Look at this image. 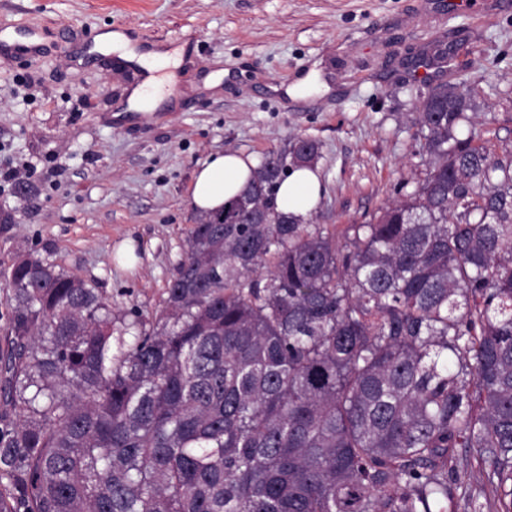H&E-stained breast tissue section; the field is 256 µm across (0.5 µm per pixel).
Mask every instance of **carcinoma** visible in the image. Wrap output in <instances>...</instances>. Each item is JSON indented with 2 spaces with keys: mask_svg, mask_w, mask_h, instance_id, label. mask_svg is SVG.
I'll return each instance as SVG.
<instances>
[{
  "mask_svg": "<svg viewBox=\"0 0 512 512\" xmlns=\"http://www.w3.org/2000/svg\"><path fill=\"white\" fill-rule=\"evenodd\" d=\"M476 95L428 92L424 176L342 246L277 207L318 144L269 154L128 324L18 257L0 512H512V145Z\"/></svg>",
  "mask_w": 512,
  "mask_h": 512,
  "instance_id": "cac0c4a2",
  "label": "carcinoma"
}]
</instances>
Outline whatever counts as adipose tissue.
<instances>
[{
    "instance_id": "adipose-tissue-1",
    "label": "adipose tissue",
    "mask_w": 512,
    "mask_h": 512,
    "mask_svg": "<svg viewBox=\"0 0 512 512\" xmlns=\"http://www.w3.org/2000/svg\"><path fill=\"white\" fill-rule=\"evenodd\" d=\"M255 162L241 152H220L199 163L193 179L191 201L194 208L208 213L221 210L250 182ZM322 184L316 170L299 167L290 171L277 193L279 210L307 219L316 207Z\"/></svg>"
}]
</instances>
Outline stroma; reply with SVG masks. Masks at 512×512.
Returning <instances> with one entry per match:
<instances>
[{"mask_svg":"<svg viewBox=\"0 0 512 512\" xmlns=\"http://www.w3.org/2000/svg\"><path fill=\"white\" fill-rule=\"evenodd\" d=\"M1 26L45 50L0 58V168L19 174L0 180V278L37 254L128 322L162 306L213 153L314 140L309 220L342 237L420 178L411 118L428 89L477 88L479 121L512 143V8L496 0H0ZM114 30L160 53L192 42L148 123L115 118L140 67L84 54Z\"/></svg>","mask_w":512,"mask_h":512,"instance_id":"35a3bbf8","label":"stroma"}]
</instances>
